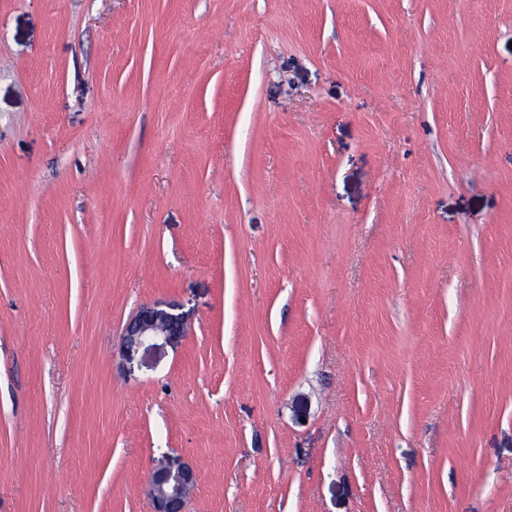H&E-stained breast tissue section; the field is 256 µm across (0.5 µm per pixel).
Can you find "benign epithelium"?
<instances>
[{
    "label": "benign epithelium",
    "instance_id": "obj_1",
    "mask_svg": "<svg viewBox=\"0 0 512 512\" xmlns=\"http://www.w3.org/2000/svg\"><path fill=\"white\" fill-rule=\"evenodd\" d=\"M183 316L156 306H144L126 324L123 344L127 352H150L178 343L185 336ZM197 479L183 463H162L151 476V497L155 512H185L186 497Z\"/></svg>",
    "mask_w": 512,
    "mask_h": 512
}]
</instances>
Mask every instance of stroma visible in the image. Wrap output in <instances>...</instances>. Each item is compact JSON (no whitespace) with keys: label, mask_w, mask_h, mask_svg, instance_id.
Returning a JSON list of instances; mask_svg holds the SVG:
<instances>
[{"label":"stroma","mask_w":512,"mask_h":512,"mask_svg":"<svg viewBox=\"0 0 512 512\" xmlns=\"http://www.w3.org/2000/svg\"><path fill=\"white\" fill-rule=\"evenodd\" d=\"M161 459L187 512H512V0H0V512ZM156 306H144L126 324L123 344L127 352H144L158 350L167 345L177 344L185 336L183 316Z\"/></svg>","instance_id":"obj_1"}]
</instances>
